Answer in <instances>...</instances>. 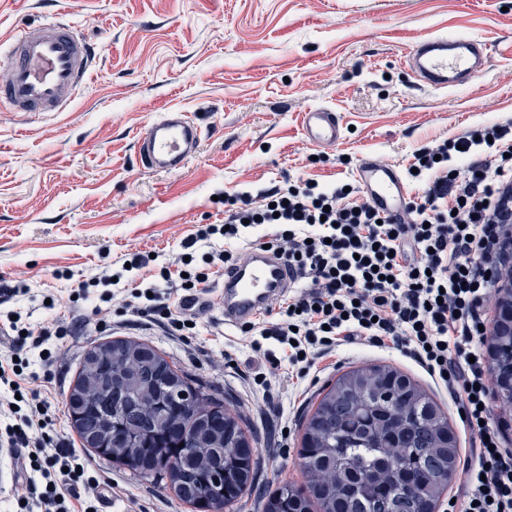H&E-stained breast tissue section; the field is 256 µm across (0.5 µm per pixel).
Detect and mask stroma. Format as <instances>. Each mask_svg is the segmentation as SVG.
Masks as SVG:
<instances>
[{"mask_svg":"<svg viewBox=\"0 0 512 512\" xmlns=\"http://www.w3.org/2000/svg\"><path fill=\"white\" fill-rule=\"evenodd\" d=\"M54 18L97 43L100 54L68 111L24 119L0 108V276L52 288L62 299L125 254L178 251L196 225L223 218L221 196L287 177L352 183L367 158L402 172L433 140L512 119V0H0V39ZM448 33L487 44L484 72L455 89L416 84L402 64L405 48ZM310 107L339 115L345 131L336 147L305 140L301 119ZM172 108L201 127L200 149L178 173L143 172L137 135ZM221 288H208L213 306L185 340L78 307L89 322L63 340L44 385L58 435L80 441L65 397L85 353L130 338L165 354L260 434V469L236 512H258L267 492L306 483L298 455L305 418L320 393L355 367L388 365L412 377L447 412L468 455L470 434L448 392L399 350L364 341L317 360L282 395L274 422H262V394L241 377L251 339L225 324ZM273 429L284 432L282 447H271ZM80 455L111 485L100 512H198L167 483L85 449Z\"/></svg>","mask_w":512,"mask_h":512,"instance_id":"1","label":"stroma"}]
</instances>
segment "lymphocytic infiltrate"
<instances>
[{
	"label": "lymphocytic infiltrate",
	"instance_id": "f902f5d3",
	"mask_svg": "<svg viewBox=\"0 0 512 512\" xmlns=\"http://www.w3.org/2000/svg\"><path fill=\"white\" fill-rule=\"evenodd\" d=\"M410 165L422 194L398 219L343 184L299 179L243 191L225 198L223 223L197 225L160 267L129 254L126 266L104 267L69 300L92 302L93 314L105 316L116 288L128 289L127 312L184 339L210 307L212 280L251 250H273L301 289L275 321L242 325L243 335L274 340L299 379L346 343L400 347L462 413L471 441L463 512H512V451L487 423L480 347L488 290L512 260V120L433 141ZM261 224L274 227L271 239L253 237ZM36 299L25 281L0 283V334L11 352L0 363V445L21 459L28 490L16 512H94L99 482L70 442L51 435V404L30 369L36 359L51 364L78 323L70 314L38 323L17 311Z\"/></svg>",
	"mask_w": 512,
	"mask_h": 512
}]
</instances>
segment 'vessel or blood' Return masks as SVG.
I'll list each match as a JSON object with an SVG mask.
<instances>
[{"label":"vessel or blood","mask_w":512,"mask_h":512,"mask_svg":"<svg viewBox=\"0 0 512 512\" xmlns=\"http://www.w3.org/2000/svg\"><path fill=\"white\" fill-rule=\"evenodd\" d=\"M5 44L8 75L0 81V106L10 111L24 116L65 111L91 77L95 49L68 24L49 20L32 25L10 36ZM404 56L416 80L447 89L477 78L488 51L478 40L434 36L413 44ZM303 130L306 139L319 147H335L342 137L336 112L326 108L304 112ZM201 139V128L186 113L167 110L140 132L137 162L148 173L178 172L195 155ZM356 178L386 213H396L406 201L403 179L394 168L366 159ZM295 281L294 273L277 255L252 250L224 274L220 304L225 321L254 320L269 311Z\"/></svg>","instance_id":"1"}]
</instances>
